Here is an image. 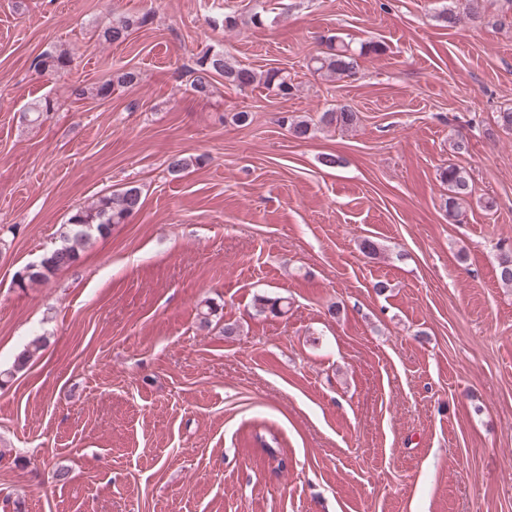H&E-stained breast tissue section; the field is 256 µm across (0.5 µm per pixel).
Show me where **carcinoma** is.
Returning <instances> with one entry per match:
<instances>
[{
    "mask_svg": "<svg viewBox=\"0 0 512 512\" xmlns=\"http://www.w3.org/2000/svg\"><path fill=\"white\" fill-rule=\"evenodd\" d=\"M148 21L147 15L136 18L123 17L113 22L102 34L108 43H122L134 27H142ZM314 71L331 77H350L356 73L358 66L356 55L345 44L327 45V51L311 58ZM71 56L65 49L53 52L45 51L35 59L34 67L41 73L59 74L70 67ZM222 76L228 83L241 89L262 84L272 89L282 98L292 94L293 84L288 75L279 69H270L266 73H258L250 68L232 65L224 57V53L207 52L201 58L198 69L194 71L191 82L192 90L201 96H209L213 90V78ZM359 121L358 114L352 109L341 106L336 110L322 113L319 123L324 126L352 128ZM443 183L448 186V199L445 208L448 216H453L458 201L471 195L472 183L466 171L456 165H448L440 173ZM140 188L131 186L126 190L102 196L90 204L78 208L69 219V228L61 234V245L38 265H27L19 270L17 281L21 284L42 283L49 279L55 271L71 266L79 257L92 233L100 235L107 232L113 224H123L142 207ZM497 275L500 282L512 288V254H503L498 262Z\"/></svg>",
    "mask_w": 512,
    "mask_h": 512,
    "instance_id": "obj_1",
    "label": "carcinoma"
}]
</instances>
